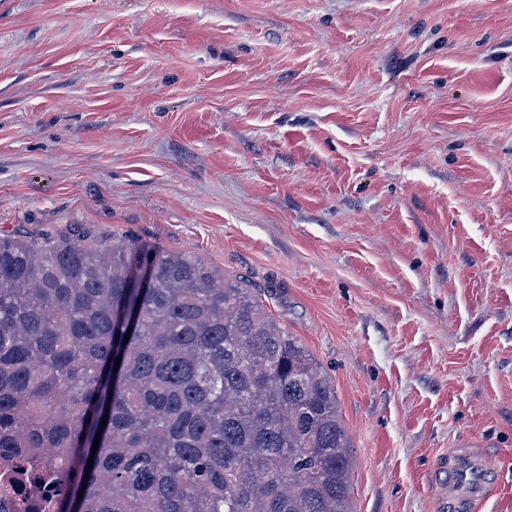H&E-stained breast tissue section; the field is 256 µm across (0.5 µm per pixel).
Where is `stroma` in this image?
I'll use <instances>...</instances> for the list:
<instances>
[{
	"instance_id": "1",
	"label": "stroma",
	"mask_w": 512,
	"mask_h": 512,
	"mask_svg": "<svg viewBox=\"0 0 512 512\" xmlns=\"http://www.w3.org/2000/svg\"><path fill=\"white\" fill-rule=\"evenodd\" d=\"M82 233L259 289L356 512H512V0H0V237ZM495 469L480 448L461 443L438 456L431 470L435 512H477L491 497Z\"/></svg>"
}]
</instances>
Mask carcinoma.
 Listing matches in <instances>:
<instances>
[{
	"label": "carcinoma",
	"mask_w": 512,
	"mask_h": 512,
	"mask_svg": "<svg viewBox=\"0 0 512 512\" xmlns=\"http://www.w3.org/2000/svg\"><path fill=\"white\" fill-rule=\"evenodd\" d=\"M0 450L60 512H354L309 351L256 289L132 240L0 239Z\"/></svg>",
	"instance_id": "carcinoma-1"
}]
</instances>
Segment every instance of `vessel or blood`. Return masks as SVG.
<instances>
[{"label":"vessel or blood","mask_w":512,"mask_h":512,"mask_svg":"<svg viewBox=\"0 0 512 512\" xmlns=\"http://www.w3.org/2000/svg\"><path fill=\"white\" fill-rule=\"evenodd\" d=\"M497 482L485 453L463 443L438 456L431 470L435 512H479Z\"/></svg>","instance_id":"b4317fda"}]
</instances>
